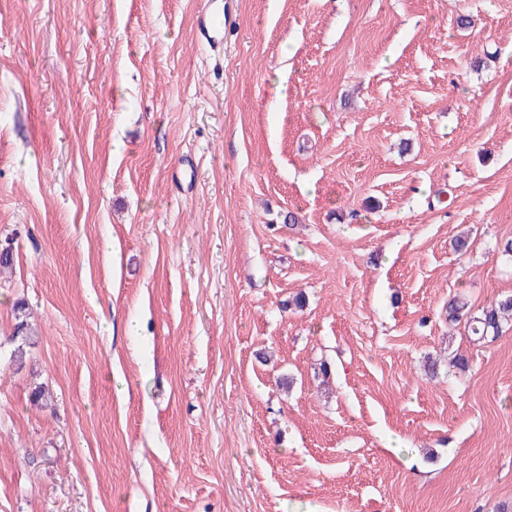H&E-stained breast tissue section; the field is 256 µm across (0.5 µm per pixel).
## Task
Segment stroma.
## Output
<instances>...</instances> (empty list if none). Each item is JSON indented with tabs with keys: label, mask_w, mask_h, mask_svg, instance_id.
Returning <instances> with one entry per match:
<instances>
[{
	"label": "stroma",
	"mask_w": 512,
	"mask_h": 512,
	"mask_svg": "<svg viewBox=\"0 0 512 512\" xmlns=\"http://www.w3.org/2000/svg\"><path fill=\"white\" fill-rule=\"evenodd\" d=\"M205 2L0 0V512H512V0ZM512 318V296H502L491 301L478 313H471L468 303L459 297L448 301V321L455 325L464 324V331L470 343L485 344L493 341L504 321Z\"/></svg>",
	"instance_id": "35a3bbf8"
}]
</instances>
